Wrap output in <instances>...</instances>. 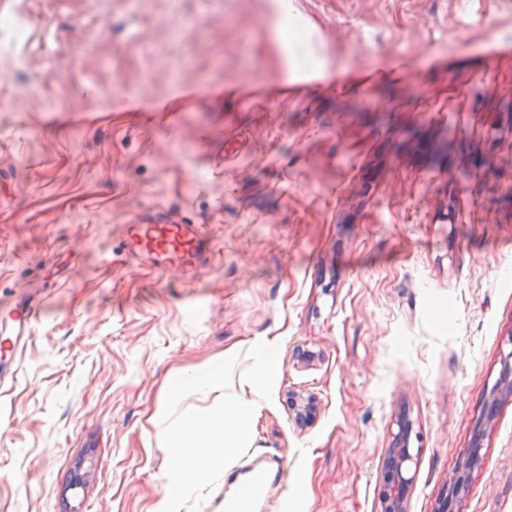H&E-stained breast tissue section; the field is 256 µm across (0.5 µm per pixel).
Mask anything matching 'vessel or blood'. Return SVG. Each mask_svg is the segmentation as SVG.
I'll return each mask as SVG.
<instances>
[{
	"instance_id": "1",
	"label": "vessel or blood",
	"mask_w": 512,
	"mask_h": 512,
	"mask_svg": "<svg viewBox=\"0 0 512 512\" xmlns=\"http://www.w3.org/2000/svg\"><path fill=\"white\" fill-rule=\"evenodd\" d=\"M124 248L133 260L148 257L161 263L175 259L194 268L209 265L214 252L210 232L202 225L188 223L173 210L158 212L145 222H128ZM39 314V307L24 298L1 308L0 317L11 323V339L0 343V353L16 354L19 346L27 342ZM268 478L266 470L251 468L236 475L235 480L246 489L248 499L256 501L264 495Z\"/></svg>"
}]
</instances>
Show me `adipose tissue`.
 <instances>
[{
    "label": "adipose tissue",
    "mask_w": 512,
    "mask_h": 512,
    "mask_svg": "<svg viewBox=\"0 0 512 512\" xmlns=\"http://www.w3.org/2000/svg\"><path fill=\"white\" fill-rule=\"evenodd\" d=\"M275 345V339H259L243 355L178 376L177 396H164L156 414L168 458L164 491L152 512H183L186 502L204 500L251 446L254 421L273 393Z\"/></svg>",
    "instance_id": "1"
}]
</instances>
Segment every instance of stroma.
Listing matches in <instances>:
<instances>
[{
	"label": "stroma",
	"instance_id": "1",
	"mask_svg": "<svg viewBox=\"0 0 512 512\" xmlns=\"http://www.w3.org/2000/svg\"><path fill=\"white\" fill-rule=\"evenodd\" d=\"M16 10L0 299L41 315L0 384V512H149L163 387L264 336L276 390L239 463L278 461L269 512H379L402 416L406 512L472 447L456 512H512V0ZM166 208L213 234L205 271L128 263L125 222Z\"/></svg>",
	"mask_w": 512,
	"mask_h": 512
}]
</instances>
